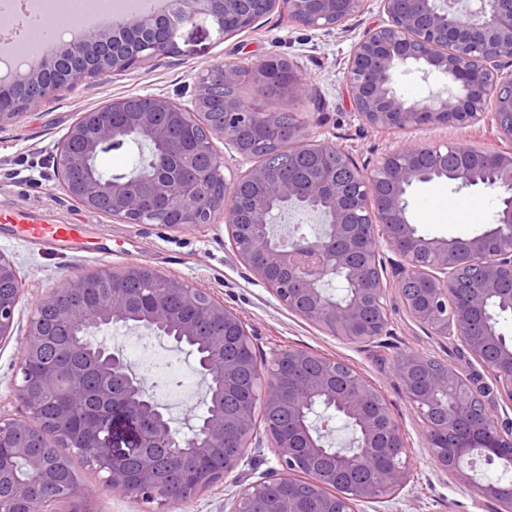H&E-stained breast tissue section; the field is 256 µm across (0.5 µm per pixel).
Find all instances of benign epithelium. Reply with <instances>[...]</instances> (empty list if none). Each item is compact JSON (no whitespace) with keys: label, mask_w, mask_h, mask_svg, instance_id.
<instances>
[{"label":"benign epithelium","mask_w":512,"mask_h":512,"mask_svg":"<svg viewBox=\"0 0 512 512\" xmlns=\"http://www.w3.org/2000/svg\"><path fill=\"white\" fill-rule=\"evenodd\" d=\"M389 21L367 29L355 44L347 64V85L358 116L373 128L419 130L429 125L495 124L497 135L512 141L499 116L512 113V0H382ZM245 0H179V14L166 7L132 13L121 22L112 19L83 29L68 40H51L41 54L0 79V124L13 121L84 79L128 71L178 49L182 27L199 18L225 17L220 36L254 27L259 16L243 13ZM261 11H288L303 27L338 26L360 12L363 0H259ZM272 61L250 65L261 87L273 79ZM419 64L459 84L457 94L433 96L407 103L397 94L400 68ZM308 91L295 76L288 94L278 99L262 121L288 139L300 153L321 157L320 173L298 180L254 166L220 195H205L203 183L224 179L223 161L213 142H229L244 156L247 147L239 130L253 125L252 112L235 101L218 103L209 74H199L190 104L163 95H141L145 104L130 108V97H116L79 114L62 138L55 166L67 198L108 218L144 224L151 212L163 215L170 228L190 229L224 218L231 245L255 279L289 311L333 336L353 343H374L388 334L390 288L382 278V254L400 257L395 291L407 317L427 335L463 344L492 376L495 393L512 404V342L490 324V300L512 311V240L498 230H512V149L485 148L486 179L467 169L451 171L448 155H464L472 147H443L420 142L382 153L373 165L359 167L338 147L288 129L283 115L288 101ZM212 115L207 144L192 145L174 135L191 118ZM127 134L143 144L159 146L153 177L138 167L120 177L93 176L90 161L119 147ZM446 179L457 187H481L506 198L494 224L467 238H428L412 222L408 191L417 184ZM265 191L266 201L243 207L242 184ZM288 207L317 215L321 233L310 240H288L274 234L269 216L274 207ZM347 279L354 296L339 303L325 287ZM124 281H144L136 298L115 288ZM184 306L174 308L170 296ZM22 296L15 264L0 252V342L13 336L14 312ZM181 344L209 337L211 363L205 365L211 391L204 411L188 433L173 426L165 409L146 389V379L118 352L90 338L65 344L71 361L89 360L96 369L92 390L82 384L84 369L74 366L67 381L60 378V359L44 358L47 345L59 330L70 334L108 325H129ZM21 352L41 361L43 372L34 379L22 373L17 398L23 420H0V484L11 486L12 497L27 504V512H57V503L34 498L31 486L58 477L41 458L27 454L29 429L41 425L53 443L81 453L91 449L96 469L106 473L104 485L154 505V512H178L218 484L234 488L228 512H354L356 501L376 498V486L391 494L410 481L408 462L387 463L408 453L406 433L378 387L343 361L283 346L259 362L255 333L224 301L201 288L172 279L155 269L128 264L120 269H95L69 275L36 304ZM428 357L404 353L396 361L397 377L406 397L421 417L440 408L437 393L457 390L463 399L444 409V419L431 426L427 438L431 457L457 481L473 485L494 500L499 512H512V485L473 484L461 459L473 447L488 457L512 455V434L486 404L471 406L465 399L472 382L453 366L431 368ZM271 371L256 392L257 408L239 401L231 385L246 370ZM55 397L56 409L44 423L45 394ZM342 416L360 431L359 451L324 447L321 433L306 421L311 405ZM275 448L278 467L260 480L241 484L235 471L258 436ZM243 444L219 470L195 468L191 488H163L157 484L156 461L145 448H164L174 464L209 458L218 448ZM25 464L19 477L15 459ZM139 460L136 483L130 484L129 464ZM377 460L378 484L352 480L354 470ZM66 512H93L90 499L77 482L64 496Z\"/></svg>","instance_id":"7a95c632"}]
</instances>
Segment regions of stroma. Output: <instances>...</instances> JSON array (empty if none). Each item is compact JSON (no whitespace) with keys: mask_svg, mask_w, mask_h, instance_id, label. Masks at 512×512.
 <instances>
[{"mask_svg":"<svg viewBox=\"0 0 512 512\" xmlns=\"http://www.w3.org/2000/svg\"><path fill=\"white\" fill-rule=\"evenodd\" d=\"M386 20L381 0H364L357 16L332 28H303L289 22L286 13L275 12L253 29L222 38L210 23L200 21L183 28L178 53L118 75L81 81L16 121L0 125V211H33L56 224L82 225L85 240L81 247L52 248L34 239H16L9 225L0 224V251L13 259L24 288L15 309L14 335L0 342V418L24 416L15 395L20 382L19 346L37 300L74 273L146 264L222 299L254 329L258 356L268 357L280 346L308 350L347 363L379 387L406 433L414 476L399 494L357 502L355 512H496L494 501L452 479L429 457L425 425L400 385L395 362L410 351L452 365L458 359L451 342L426 335L408 319L399 299L391 301L389 335L374 343L351 344L280 305L234 252L224 223L191 230L128 224L88 211L58 188L53 158L79 112L131 94L186 100L204 68L248 66L268 58L288 62L307 82V94L294 99L290 109L306 121L309 133L344 149L358 165L374 162L387 149L419 142L504 147V140L484 123L410 133L382 131L359 119L347 87V62L363 32ZM395 88L410 103L426 100L443 88L458 90L456 83L417 64L401 68ZM409 202L420 233L445 238L479 232L491 223L498 205L481 188L459 190L444 179L414 186ZM76 467L95 512H146L133 496L105 490L102 474L92 467L81 461Z\"/></svg>","mask_w":512,"mask_h":512,"instance_id":"stroma-1","label":"stroma"}]
</instances>
